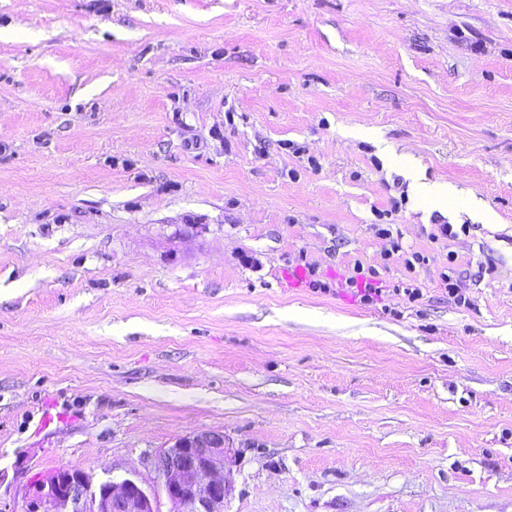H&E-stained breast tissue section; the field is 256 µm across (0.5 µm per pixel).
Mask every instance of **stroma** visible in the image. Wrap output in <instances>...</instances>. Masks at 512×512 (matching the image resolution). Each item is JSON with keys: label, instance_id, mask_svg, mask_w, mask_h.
<instances>
[{"label": "stroma", "instance_id": "obj_1", "mask_svg": "<svg viewBox=\"0 0 512 512\" xmlns=\"http://www.w3.org/2000/svg\"><path fill=\"white\" fill-rule=\"evenodd\" d=\"M202 430L224 512H512V0H0V512Z\"/></svg>", "mask_w": 512, "mask_h": 512}]
</instances>
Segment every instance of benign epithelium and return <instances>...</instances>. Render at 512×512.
<instances>
[{
  "mask_svg": "<svg viewBox=\"0 0 512 512\" xmlns=\"http://www.w3.org/2000/svg\"><path fill=\"white\" fill-rule=\"evenodd\" d=\"M224 434L196 431L173 439L151 459L168 512H224L230 484L224 475ZM26 512H161L145 481H95L84 470L59 468L39 479Z\"/></svg>",
  "mask_w": 512,
  "mask_h": 512,
  "instance_id": "obj_1",
  "label": "benign epithelium"
}]
</instances>
